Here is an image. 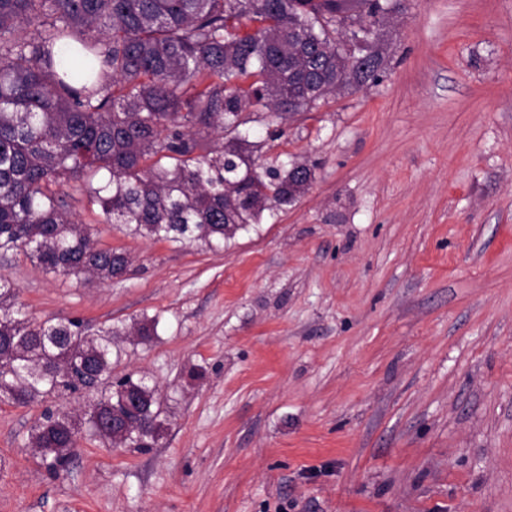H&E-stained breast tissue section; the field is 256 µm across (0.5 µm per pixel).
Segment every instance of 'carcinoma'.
<instances>
[{"label": "carcinoma", "mask_w": 512, "mask_h": 512, "mask_svg": "<svg viewBox=\"0 0 512 512\" xmlns=\"http://www.w3.org/2000/svg\"><path fill=\"white\" fill-rule=\"evenodd\" d=\"M393 12L392 0H0V254L22 252L55 278L128 272V254L66 208L58 188L72 180L103 223L179 248L221 251L288 210L315 165L263 162L250 115L282 120L376 80L370 35ZM15 301L0 278V404L84 395L87 436L153 447L156 390L112 376L126 328L31 320ZM81 435L48 407L30 444L57 475Z\"/></svg>", "instance_id": "1"}]
</instances>
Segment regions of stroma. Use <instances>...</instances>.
I'll list each match as a JSON object with an SVG mask.
<instances>
[{
  "mask_svg": "<svg viewBox=\"0 0 512 512\" xmlns=\"http://www.w3.org/2000/svg\"><path fill=\"white\" fill-rule=\"evenodd\" d=\"M379 40L376 82L258 124L316 178L224 250L129 236L72 181L126 277L0 256L30 318H158L113 373L165 417L53 477L42 405H0V512H512V0H399Z\"/></svg>",
  "mask_w": 512,
  "mask_h": 512,
  "instance_id": "stroma-1",
  "label": "stroma"
}]
</instances>
